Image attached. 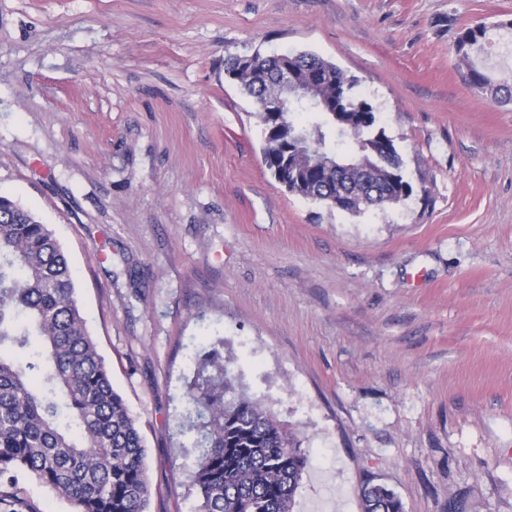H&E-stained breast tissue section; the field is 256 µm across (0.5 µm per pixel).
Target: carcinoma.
<instances>
[{"label": "carcinoma", "mask_w": 512, "mask_h": 512, "mask_svg": "<svg viewBox=\"0 0 512 512\" xmlns=\"http://www.w3.org/2000/svg\"><path fill=\"white\" fill-rule=\"evenodd\" d=\"M300 79L331 76L313 85L312 99L291 107L288 135L310 133L294 164L303 185L291 192L322 202L344 190L349 212L395 200L389 165L370 175L373 154L342 174L330 167L341 142L329 138L319 106L357 81L311 53L290 56ZM254 72L239 83L257 99L279 75V56L256 55ZM302 113L320 120L305 125ZM183 431H194L198 455L191 471L196 512H293L307 464L300 442L228 375L224 341L204 348L187 385ZM137 419L112 387L104 358L75 298L68 259L52 231L29 209L0 196V512H27L19 476L31 475L68 501L75 512H148L151 489ZM364 512H404L390 488L371 480L360 492Z\"/></svg>", "instance_id": "cac0c4a2"}]
</instances>
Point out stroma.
Segmentation results:
<instances>
[{
	"label": "stroma",
	"mask_w": 512,
	"mask_h": 512,
	"mask_svg": "<svg viewBox=\"0 0 512 512\" xmlns=\"http://www.w3.org/2000/svg\"><path fill=\"white\" fill-rule=\"evenodd\" d=\"M512 0H0V194L67 254L147 449L149 512H196L186 382L230 376L301 439L294 512H512V87L465 27ZM308 52L357 81L412 194L288 192L225 62ZM364 512H404L403 502L384 484L369 480L360 492Z\"/></svg>",
	"instance_id": "1"
}]
</instances>
